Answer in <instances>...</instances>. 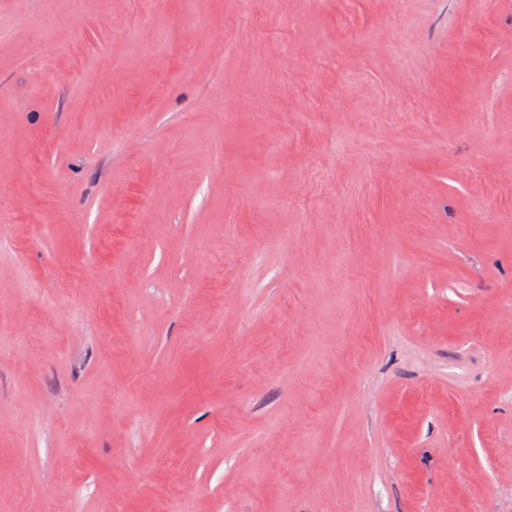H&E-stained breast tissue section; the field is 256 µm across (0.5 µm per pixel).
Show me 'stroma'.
<instances>
[{
	"label": "stroma",
	"instance_id": "obj_1",
	"mask_svg": "<svg viewBox=\"0 0 512 512\" xmlns=\"http://www.w3.org/2000/svg\"><path fill=\"white\" fill-rule=\"evenodd\" d=\"M38 503L512 512V0H0Z\"/></svg>",
	"mask_w": 512,
	"mask_h": 512
}]
</instances>
